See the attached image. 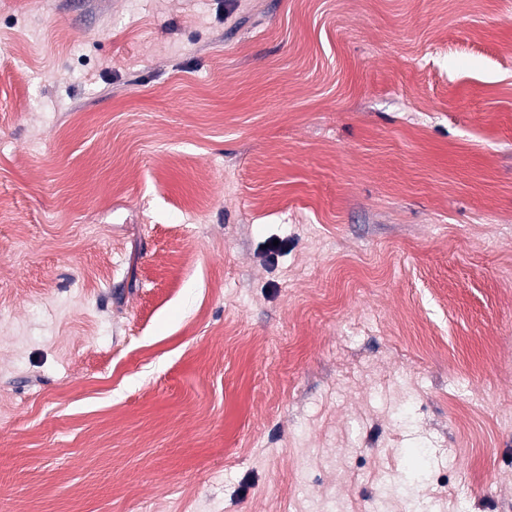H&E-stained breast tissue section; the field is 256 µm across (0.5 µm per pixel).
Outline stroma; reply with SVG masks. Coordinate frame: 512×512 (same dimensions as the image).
Masks as SVG:
<instances>
[{"label": "stroma", "instance_id": "1", "mask_svg": "<svg viewBox=\"0 0 512 512\" xmlns=\"http://www.w3.org/2000/svg\"><path fill=\"white\" fill-rule=\"evenodd\" d=\"M0 512H512V0H0Z\"/></svg>", "mask_w": 512, "mask_h": 512}]
</instances>
